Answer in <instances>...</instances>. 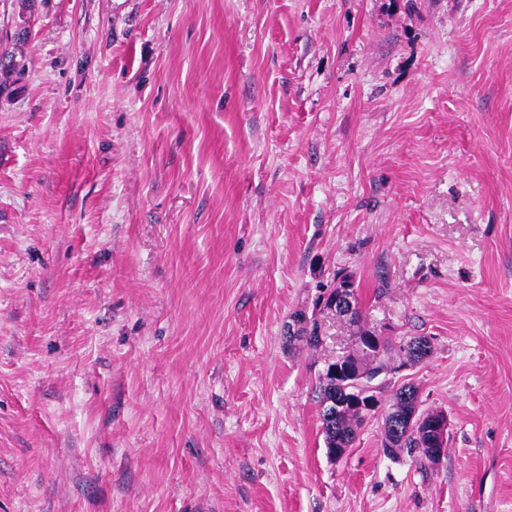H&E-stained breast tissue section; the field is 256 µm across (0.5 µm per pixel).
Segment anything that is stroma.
I'll return each instance as SVG.
<instances>
[{"label": "stroma", "instance_id": "stroma-1", "mask_svg": "<svg viewBox=\"0 0 512 512\" xmlns=\"http://www.w3.org/2000/svg\"><path fill=\"white\" fill-rule=\"evenodd\" d=\"M0 96V512H512V0H41ZM389 344L345 458L288 351ZM448 417L382 451L391 390ZM361 318H362L361 311L359 312L358 309L355 312L354 316H351L349 318V321L357 326L358 342L361 344V346L359 348L361 351V355H358L356 360H359L360 365H362V367H363L365 373L367 374V376L369 377V379H373L375 374L379 373L380 371H382L381 374L383 373V370H385L386 365L383 361H381L380 363L375 364V365L373 364L375 361V353H372L373 347L370 346L368 338H369V336H375V335L380 336V335L378 333H376L375 330L366 328L364 325H362ZM379 344H380L381 352L385 353V352H388V350H394L397 352L398 355H399V353L402 354L403 352H406V354H407L406 362L412 363V364L415 363V358L412 355L411 348L405 350L401 346L398 347V345L389 346L382 339L381 336L379 338ZM320 324L316 318L311 317L308 321L307 327L302 329L300 336H285L288 351L296 349L297 345H306L310 348H317L322 342L319 338ZM404 392L410 396H417V391L412 385H404L398 388L395 393H393L395 402L392 405V410L386 414L388 417L394 415L397 417L404 416L407 412L413 411L414 406L412 402L404 403L403 400L398 397L399 394H403ZM405 424L408 429L419 431L425 435V448H419L420 441L423 438H418V436H416L414 433H410L407 436L402 434L397 439L393 448L390 449L389 454L387 452V448H383L382 445L383 453L390 458H395L400 454H406L412 458L420 457L421 459H424L417 452L415 453V450L419 448L421 452L426 454V460H428L431 464H438L446 451V447L440 448V445L442 441H447L448 437L447 416L442 412L435 413L434 415L419 414L418 410L416 409L412 413L407 414L405 418Z\"/></svg>", "mask_w": 512, "mask_h": 512}]
</instances>
